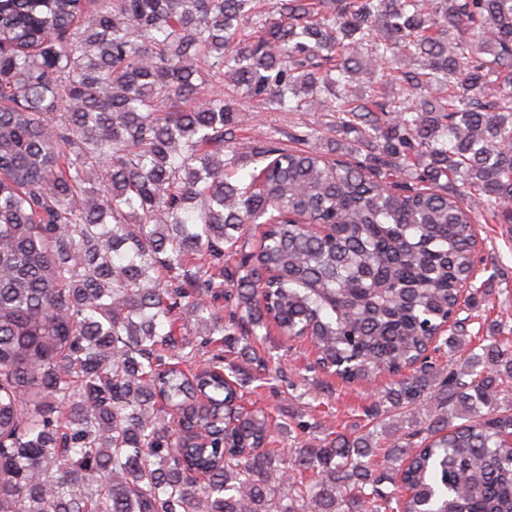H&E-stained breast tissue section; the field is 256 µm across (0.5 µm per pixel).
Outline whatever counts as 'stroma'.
<instances>
[{"mask_svg":"<svg viewBox=\"0 0 512 512\" xmlns=\"http://www.w3.org/2000/svg\"><path fill=\"white\" fill-rule=\"evenodd\" d=\"M240 144L238 150L250 155L253 148L274 137L280 146L304 149L311 147L329 153L346 152L358 147L361 155H371L366 143L358 142L356 134L343 135L332 129V116L326 112H274L260 106L241 109ZM477 235L483 243L480 251L486 269L478 275L477 287L486 289L489 297L472 311L474 322L469 332L488 335L489 325H497L501 335L512 334V224L478 213ZM255 353L267 358L270 369L282 370V379L249 386L244 405L266 408L278 422L288 421L294 414H304L311 425L310 435L323 438L329 432L358 434L367 430L363 410L378 396L380 384L368 387L348 386L339 379L308 371L314 359L309 341H291L278 330L258 337Z\"/></svg>","mask_w":512,"mask_h":512,"instance_id":"35a3bbf8","label":"stroma"}]
</instances>
